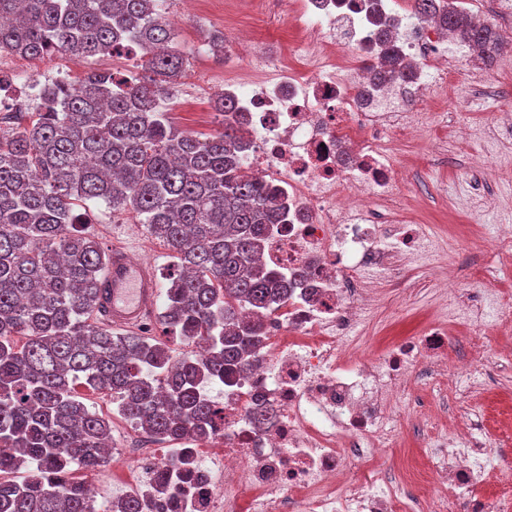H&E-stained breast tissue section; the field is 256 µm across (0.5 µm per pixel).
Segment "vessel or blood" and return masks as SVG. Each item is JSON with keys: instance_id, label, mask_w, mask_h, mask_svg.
<instances>
[{"instance_id": "1", "label": "vessel or blood", "mask_w": 512, "mask_h": 512, "mask_svg": "<svg viewBox=\"0 0 512 512\" xmlns=\"http://www.w3.org/2000/svg\"><path fill=\"white\" fill-rule=\"evenodd\" d=\"M159 298L155 267L112 252L99 285L98 311L110 328L131 329L154 317Z\"/></svg>"}]
</instances>
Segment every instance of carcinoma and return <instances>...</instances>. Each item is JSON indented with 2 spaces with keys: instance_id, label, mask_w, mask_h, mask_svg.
I'll return each instance as SVG.
<instances>
[{
  "instance_id": "obj_1",
  "label": "carcinoma",
  "mask_w": 512,
  "mask_h": 512,
  "mask_svg": "<svg viewBox=\"0 0 512 512\" xmlns=\"http://www.w3.org/2000/svg\"><path fill=\"white\" fill-rule=\"evenodd\" d=\"M407 18L435 20L490 67L497 27L475 23L453 0H412ZM163 0H0V49L32 60L56 52L84 58L140 51L139 72L120 81L86 73L74 88L44 83L39 110L0 134V512H139L127 495L105 510L71 479L106 463L110 424L77 387L109 390L123 418L176 442L207 435L214 408L205 381L232 384L261 327L243 308L288 294L259 249L279 212L263 181L243 166L238 120L201 138L160 108L188 59L161 11ZM384 21L382 56L369 84L410 78ZM101 199L129 212L174 259L161 323L206 344L208 356L177 360L158 340L94 321L110 256L75 229L74 209ZM26 342L18 345L15 337ZM35 465L22 482L5 476Z\"/></svg>"
}]
</instances>
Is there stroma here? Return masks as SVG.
Listing matches in <instances>:
<instances>
[{
  "mask_svg": "<svg viewBox=\"0 0 512 512\" xmlns=\"http://www.w3.org/2000/svg\"><path fill=\"white\" fill-rule=\"evenodd\" d=\"M162 8L178 18L174 32L179 49L212 83L223 81L225 72L243 66L249 56V47L237 42L238 30L249 31L255 45H269L282 55L288 54L298 38L293 18L274 8L263 9L260 0H201L190 14L182 13L177 0H164ZM210 31L223 32L226 58L210 53L205 40ZM487 73L489 83L477 86L469 85L466 75H459L457 83L448 87L449 109L467 113L473 123L483 125L493 120L497 110L512 107V56L500 54ZM161 106L179 129L203 136L222 127L223 118L208 96H200L189 107L176 99L164 100ZM474 155L483 160L477 176L468 164ZM397 159L407 202L415 208L418 222L430 228L428 266L418 269L410 264L394 273H368L377 292L359 333L360 346L368 356L420 331L429 319L447 315L450 298L442 293L439 281L453 267L460 273L459 287H472L468 268L476 244L493 241L500 224H512V143L495 146L484 136L461 142L446 135L437 141L417 135L399 144ZM77 220L80 231L94 236L105 251L118 248L154 262L158 284L166 286L172 266L169 251L131 214L113 211L103 200L94 199L78 208ZM414 397L459 418L510 407L512 352L502 354L494 385L484 395L472 396L450 378L418 387ZM423 429L417 421L403 426L378 460V468L395 479L411 460L429 454Z\"/></svg>",
  "mask_w": 512,
  "mask_h": 512,
  "instance_id": "obj_1",
  "label": "stroma"
}]
</instances>
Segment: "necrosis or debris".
<instances>
[{
	"label": "necrosis or debris",
	"mask_w": 512,
	"mask_h": 512,
	"mask_svg": "<svg viewBox=\"0 0 512 512\" xmlns=\"http://www.w3.org/2000/svg\"><path fill=\"white\" fill-rule=\"evenodd\" d=\"M388 0H290L301 27L299 66L254 52L264 69L245 67L225 79L238 119L252 135L246 167L278 191L281 219L265 237L260 261L288 283V295L260 318L264 340L249 369L214 403L218 420L207 436L185 441L175 458L136 453L129 492L140 512H512V493L485 491V461L494 458L484 425L456 418L432 426L419 492L373 493L361 479L411 413L400 399L425 381L456 374L481 386L492 358L485 336L512 330V305L494 325L481 315L486 297L455 289L474 331L467 356L448 357L453 322L436 320L388 345L376 360L351 352V336L375 300L363 279L371 267L413 261L423 225L401 199L397 143L419 128L418 105L439 102L450 77L470 83L485 74L448 54L432 24L417 23L402 44L417 78L384 87L370 102L360 91L362 63L377 52L373 18ZM0 71L23 92L0 97V115L32 109L38 92L28 59L0 52ZM273 414L269 424L257 411ZM247 487L240 496L239 487Z\"/></svg>",
	"instance_id": "4bbe7bcc"
}]
</instances>
